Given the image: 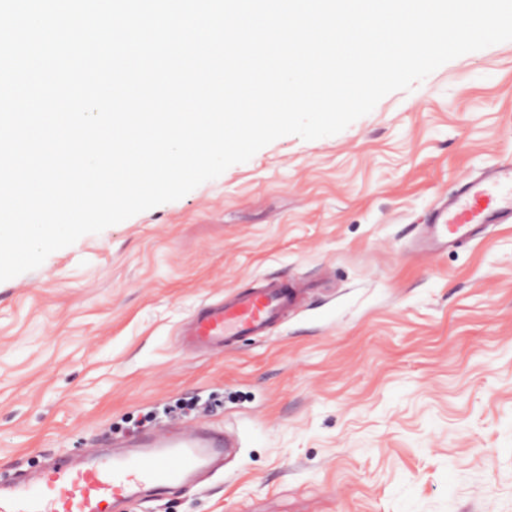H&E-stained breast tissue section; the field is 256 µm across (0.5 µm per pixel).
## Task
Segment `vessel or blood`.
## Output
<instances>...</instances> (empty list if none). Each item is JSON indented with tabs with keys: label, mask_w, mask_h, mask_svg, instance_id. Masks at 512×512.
<instances>
[{
	"label": "vessel or blood",
	"mask_w": 512,
	"mask_h": 512,
	"mask_svg": "<svg viewBox=\"0 0 512 512\" xmlns=\"http://www.w3.org/2000/svg\"><path fill=\"white\" fill-rule=\"evenodd\" d=\"M512 223V159L485 168L435 207L422 250L448 252L481 242L488 227ZM305 288L285 279L202 302L180 326L188 351L219 354L247 337L269 335L304 301ZM238 436L209 413L144 428L113 441L110 454L58 455L0 482V512H137L175 490L201 488L237 454Z\"/></svg>",
	"instance_id": "1"
}]
</instances>
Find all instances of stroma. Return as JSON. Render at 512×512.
I'll return each mask as SVG.
<instances>
[{"label": "stroma", "instance_id": "stroma-1", "mask_svg": "<svg viewBox=\"0 0 512 512\" xmlns=\"http://www.w3.org/2000/svg\"><path fill=\"white\" fill-rule=\"evenodd\" d=\"M510 158L507 41L0 282V477L198 398L242 448L151 512H512V224L415 249L439 200ZM262 276L311 289L274 336L177 346L202 301Z\"/></svg>", "mask_w": 512, "mask_h": 512}]
</instances>
